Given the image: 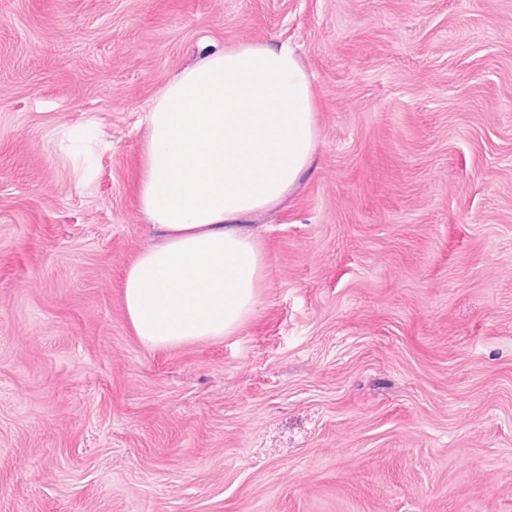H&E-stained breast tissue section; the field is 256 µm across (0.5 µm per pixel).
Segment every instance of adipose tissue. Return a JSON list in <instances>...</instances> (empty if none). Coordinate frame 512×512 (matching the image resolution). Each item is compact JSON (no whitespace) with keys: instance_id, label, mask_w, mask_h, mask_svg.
I'll return each mask as SVG.
<instances>
[{"instance_id":"ef3b65f1","label":"adipose tissue","mask_w":512,"mask_h":512,"mask_svg":"<svg viewBox=\"0 0 512 512\" xmlns=\"http://www.w3.org/2000/svg\"><path fill=\"white\" fill-rule=\"evenodd\" d=\"M314 112L309 75L282 46L211 53L160 90L139 192L157 242L124 282L143 344L219 338L254 313L264 259L244 224L279 204L309 169Z\"/></svg>"}]
</instances>
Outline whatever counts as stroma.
I'll list each match as a JSON object with an SVG mask.
<instances>
[{
  "instance_id": "35a3bbf8",
  "label": "stroma",
  "mask_w": 512,
  "mask_h": 512,
  "mask_svg": "<svg viewBox=\"0 0 512 512\" xmlns=\"http://www.w3.org/2000/svg\"><path fill=\"white\" fill-rule=\"evenodd\" d=\"M291 47L259 303L151 349L147 111ZM0 512H512V0H0Z\"/></svg>"
}]
</instances>
